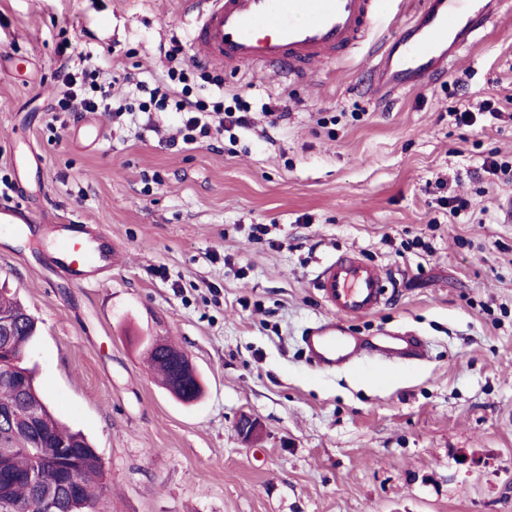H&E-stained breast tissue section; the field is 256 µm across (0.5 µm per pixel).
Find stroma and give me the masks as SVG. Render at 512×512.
<instances>
[{"mask_svg": "<svg viewBox=\"0 0 512 512\" xmlns=\"http://www.w3.org/2000/svg\"><path fill=\"white\" fill-rule=\"evenodd\" d=\"M424 0L394 6L361 47L312 65L221 69L247 129L173 148L178 114L138 112L135 83L167 71L170 38L192 68L181 0H0V177H24L35 209L103 226L118 246L105 283L69 287L47 244L0 236V288L37 321L26 359L55 416L104 472L100 512H512V12L434 84L377 103L361 80ZM105 55L134 117L96 145L47 90L63 40ZM498 99L504 114L456 125ZM284 113L271 123L270 113ZM41 166L15 168L30 153ZM469 211L451 216L443 200ZM353 251L380 268L386 304L345 318L361 337L408 331L425 358L317 369L304 333L334 318L318 280ZM186 354L203 395L185 404L144 351ZM260 425L254 441L241 415Z\"/></svg>", "mask_w": 512, "mask_h": 512, "instance_id": "obj_1", "label": "stroma"}]
</instances>
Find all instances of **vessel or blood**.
<instances>
[{
    "label": "vessel or blood",
    "instance_id": "vessel-or-blood-1",
    "mask_svg": "<svg viewBox=\"0 0 512 512\" xmlns=\"http://www.w3.org/2000/svg\"><path fill=\"white\" fill-rule=\"evenodd\" d=\"M394 0H186L195 11V57L217 67L273 68L303 77L310 64L329 61L354 49ZM512 8V0H426L403 32L378 53L367 94L379 100L426 87L446 73L455 58L488 29L493 18ZM19 240L42 238L49 246L47 267L81 288L104 283L117 259V245L102 230L56 217L16 200H0V234ZM319 286L338 316L375 311L383 302L385 280L369 263L337 256ZM313 366L343 368L369 352L386 361L424 356L421 342L388 333L378 341L348 334L331 320L304 338Z\"/></svg>",
    "mask_w": 512,
    "mask_h": 512
}]
</instances>
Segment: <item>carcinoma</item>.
<instances>
[{
    "label": "carcinoma",
    "instance_id": "1",
    "mask_svg": "<svg viewBox=\"0 0 512 512\" xmlns=\"http://www.w3.org/2000/svg\"><path fill=\"white\" fill-rule=\"evenodd\" d=\"M0 319L12 323L11 335L0 336V412L36 406L41 411V438L0 421V448H13L11 469L16 479L0 484V512H41L48 493L54 495L56 512H97L101 462L87 439L64 427L39 389L34 372L23 362L36 333V321L13 294L0 291ZM148 361L160 382L178 400L191 403L201 396V384L192 368L182 365L183 353L162 342L147 349ZM66 442L72 463L45 472L38 482L28 475L49 450Z\"/></svg>",
    "mask_w": 512,
    "mask_h": 512
}]
</instances>
